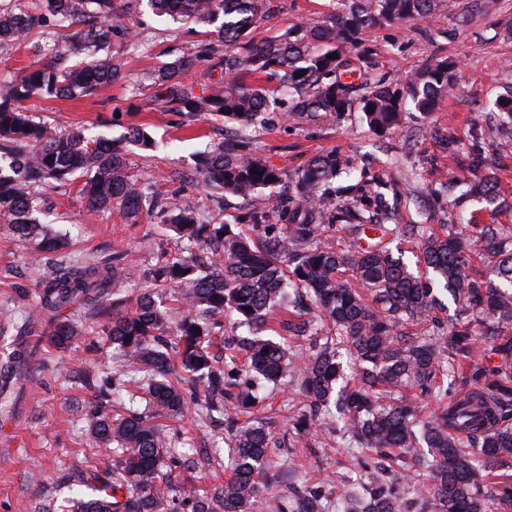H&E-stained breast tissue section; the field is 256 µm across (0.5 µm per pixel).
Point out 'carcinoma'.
<instances>
[{
    "label": "carcinoma",
    "mask_w": 512,
    "mask_h": 512,
    "mask_svg": "<svg viewBox=\"0 0 512 512\" xmlns=\"http://www.w3.org/2000/svg\"><path fill=\"white\" fill-rule=\"evenodd\" d=\"M146 2L157 16L215 35L187 43L145 89L168 112L230 123L227 142L199 155L195 170L204 186L253 200L234 224L220 211L201 221L184 185L166 196L129 172L127 145L154 147L147 128L89 138L21 109L30 98H72L119 80L112 44L131 32L114 0H43L37 13L0 11V47L39 29H73L64 41L71 64L27 70L0 89V222L35 244L34 261L48 253L66 259L61 274L40 282L54 346L66 349L81 336L70 309L94 306L121 359L112 377L93 376L97 402L85 417L97 444L110 447V464L70 476L53 512H253L263 499L273 512H512V224H475L467 239L443 224L419 240L414 273L385 238L414 240L415 226L356 207L372 206L377 195L353 207L336 203L331 184L351 159L318 155L290 177L243 137L288 117L335 121L356 104L380 134L401 125L407 103L435 111L453 89V64L437 61L395 87L369 81L345 47L376 24L432 14L437 0H341L321 23L258 44L245 37L265 17L266 0ZM211 60L207 82L186 78ZM273 78L288 100L261 84ZM288 179V196L258 200ZM77 182L88 209L116 207L133 224L157 215L211 258L202 265L163 251L146 270L126 250L92 262L69 258L41 202L44 191ZM466 193L494 205L497 178L477 177ZM477 257L492 262L489 275L467 274ZM136 279L142 287L125 313L120 295ZM442 292L456 319L430 330L445 308ZM171 298L183 309L176 322L165 304ZM231 316L249 335L224 337L218 359L211 347ZM295 340L308 342L306 351L292 350ZM342 349L356 365L354 386ZM38 352L39 342H27L8 359L26 370L40 362ZM135 377L146 382L144 408H132V396L125 413L110 414L108 403L122 401ZM288 383L300 396L288 416L293 446L338 435L388 466L353 457L360 478L334 501L317 487L292 494L287 506L271 496L263 477L279 411L273 402ZM192 405L228 435L231 476L211 491L174 483L185 459L167 421Z\"/></svg>",
    "instance_id": "carcinoma-1"
}]
</instances>
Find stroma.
<instances>
[{
  "mask_svg": "<svg viewBox=\"0 0 512 512\" xmlns=\"http://www.w3.org/2000/svg\"><path fill=\"white\" fill-rule=\"evenodd\" d=\"M467 0H439L434 14L366 31L362 42L349 49L352 61L368 59L370 80L400 83L426 64L454 62V87L435 112H404L394 133L371 131L360 111L345 113L336 122L310 124L291 121L255 133L257 144L271 161L295 173L310 157L333 152L354 157L357 168L337 177L336 188L361 185L385 189L401 224L427 229L459 223L463 234L476 224H512V125L502 124L494 101L512 84V34L505 28L512 18V0H498L488 13L465 14ZM129 8L127 24L133 35L112 53L123 78L75 99L30 100L26 109L37 119L70 131L116 138L132 125L147 126L157 142L151 151L129 149L132 173L146 174L161 188L172 189L194 178L191 155L221 141L224 120L209 115L194 122L163 111L148 96L134 95L137 86L151 83L157 70L178 56L190 40L186 30L154 16L139 0H115ZM272 13L252 31L253 41L285 32L296 23L314 24L336 7V0H270ZM51 52L33 44L0 48V82L31 67L53 63ZM493 168L499 177L500 208L470 200L462 208L450 202L459 182ZM58 216L56 231L71 239L77 256L100 259L116 250L135 255L140 267L154 263L159 248L174 247L162 225L125 221L119 209L91 212L84 208L77 188L52 193ZM31 248L0 223V361L17 341L24 322H42L37 306L39 284L62 272L63 261L30 259ZM83 336L62 351L41 343L42 365L20 383L11 385L8 417H0V512H43L55 499L56 484L73 472L104 467L110 459L93 441L84 414L94 392L84 382V370H118L120 361L91 312L80 315ZM297 397L293 387L282 388L274 403L280 408L274 426L278 440L270 470L282 489L318 486L331 497L344 493L354 478L346 469V448H292L286 433L287 408ZM197 408H189L176 428L180 451L192 461L182 469L177 485L210 489L227 477L224 427L199 426Z\"/></svg>",
  "mask_w": 512,
  "mask_h": 512,
  "instance_id": "stroma-1",
  "label": "stroma"
}]
</instances>
